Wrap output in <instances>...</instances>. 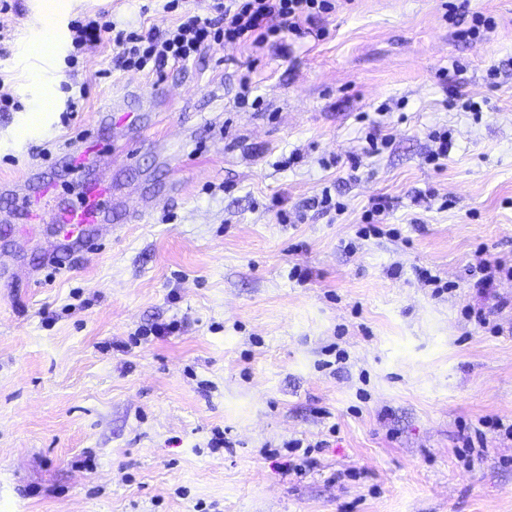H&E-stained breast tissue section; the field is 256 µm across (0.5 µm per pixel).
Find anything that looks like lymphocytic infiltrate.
<instances>
[{
	"label": "lymphocytic infiltrate",
	"instance_id": "lymphocytic-infiltrate-1",
	"mask_svg": "<svg viewBox=\"0 0 512 512\" xmlns=\"http://www.w3.org/2000/svg\"><path fill=\"white\" fill-rule=\"evenodd\" d=\"M347 0H211L206 14L184 13L165 31L116 30L109 21L88 20L73 27L76 47L91 49L111 34L117 64L125 70L160 72L190 61L213 43L235 49H261L283 34L323 37L321 21Z\"/></svg>",
	"mask_w": 512,
	"mask_h": 512
}]
</instances>
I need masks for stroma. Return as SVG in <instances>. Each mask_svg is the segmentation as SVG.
I'll use <instances>...</instances> for the list:
<instances>
[{
	"label": "stroma",
	"mask_w": 512,
	"mask_h": 512,
	"mask_svg": "<svg viewBox=\"0 0 512 512\" xmlns=\"http://www.w3.org/2000/svg\"><path fill=\"white\" fill-rule=\"evenodd\" d=\"M443 2L353 0L323 39L216 44L159 76L116 67L108 40L77 51L70 24L162 29L163 0L0 14V179L39 167L55 206L79 204L65 154L88 136L113 192L162 198L76 251L35 225L34 282H0V512H512L494 426L512 423V276L468 275L512 257V0H468L455 25ZM478 12L494 31L460 40ZM47 27L53 54L31 53ZM246 77L260 101L241 106ZM121 97L124 127L97 123ZM433 130L454 141L437 166ZM378 196L393 230L359 236ZM40 207L36 187L0 192V249L23 230L3 215ZM292 439L314 445L300 475ZM473 265L472 268L475 269L470 270L469 272H478L482 275L474 284L476 288H491L494 283V272L502 271L505 269L503 261L498 259H484L481 258V255L478 256L476 263ZM474 273L471 275H474Z\"/></svg>",
	"instance_id": "stroma-1"
}]
</instances>
